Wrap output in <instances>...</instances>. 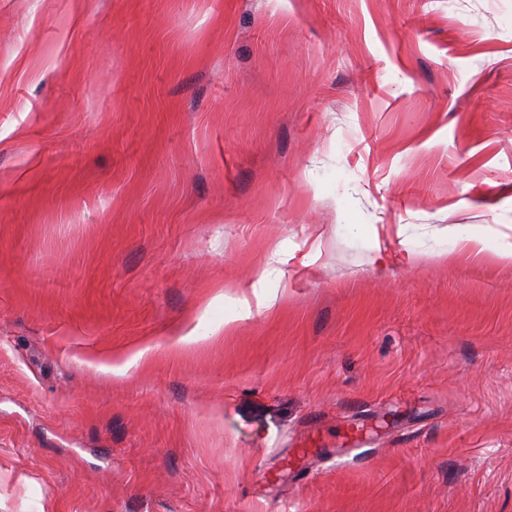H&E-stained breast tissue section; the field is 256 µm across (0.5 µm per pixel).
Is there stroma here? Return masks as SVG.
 <instances>
[{
	"label": "stroma",
	"instance_id": "obj_1",
	"mask_svg": "<svg viewBox=\"0 0 512 512\" xmlns=\"http://www.w3.org/2000/svg\"><path fill=\"white\" fill-rule=\"evenodd\" d=\"M509 246L512 0H0V512H512Z\"/></svg>",
	"mask_w": 512,
	"mask_h": 512
}]
</instances>
